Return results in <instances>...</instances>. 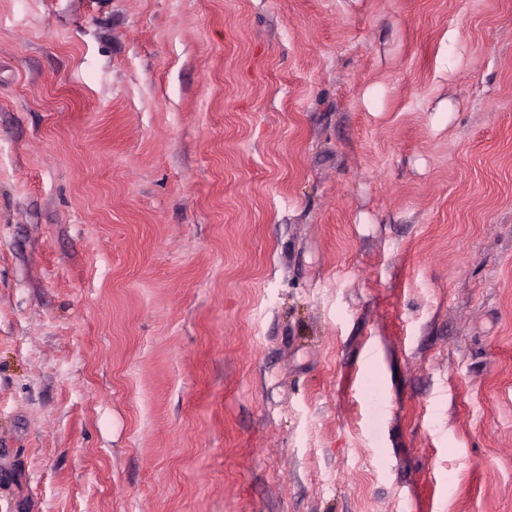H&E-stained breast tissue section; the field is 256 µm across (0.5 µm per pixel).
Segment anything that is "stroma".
<instances>
[{
    "instance_id": "1",
    "label": "stroma",
    "mask_w": 512,
    "mask_h": 512,
    "mask_svg": "<svg viewBox=\"0 0 512 512\" xmlns=\"http://www.w3.org/2000/svg\"><path fill=\"white\" fill-rule=\"evenodd\" d=\"M0 512H512V0H0Z\"/></svg>"
}]
</instances>
